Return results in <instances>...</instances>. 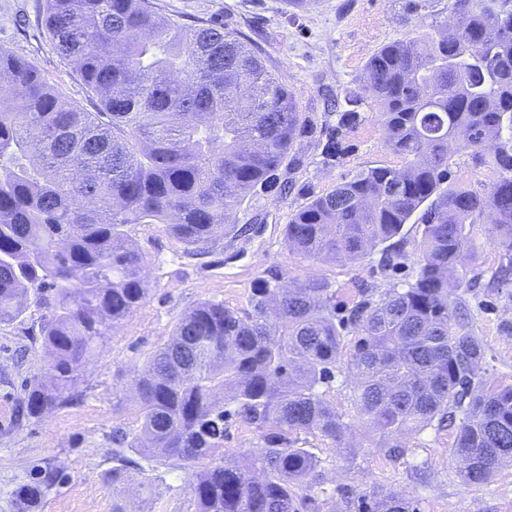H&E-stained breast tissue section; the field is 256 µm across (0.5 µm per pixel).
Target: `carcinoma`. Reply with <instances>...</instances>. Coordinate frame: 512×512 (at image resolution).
<instances>
[{
    "label": "carcinoma",
    "instance_id": "cac0c4a2",
    "mask_svg": "<svg viewBox=\"0 0 512 512\" xmlns=\"http://www.w3.org/2000/svg\"><path fill=\"white\" fill-rule=\"evenodd\" d=\"M448 12L378 48L344 104H327L341 114L323 131L325 163L336 164L371 104L403 165L357 170L285 226L291 251L355 262L413 220L423 225L415 279L343 316L328 281L307 275L283 288L276 271L255 282L248 309L199 303L134 378L141 432L112 433L113 512H127L130 452L155 472L142 493L164 480L160 465L219 457L188 481L195 512H320V462L288 434L347 444L351 425L323 388L348 329L356 408L389 456L403 455L398 438L446 424L466 485L512 462V385L486 387L483 344L449 301L465 285L458 265L475 224H491L500 278L512 274V33L498 25L512 24V0H449ZM43 24L100 108L65 101L0 46V324L32 302L45 309L39 336L51 358L47 379L26 384L21 418L65 403L82 361L146 298L143 255L124 227L163 224L193 255L246 233L247 198L293 187L306 122L261 50L222 22L190 24L153 0H45ZM459 152L498 179L481 191L454 185ZM233 416L261 434L260 450L224 456ZM61 479L35 467L18 508L32 512ZM371 500L367 512H421L404 494Z\"/></svg>",
    "mask_w": 512,
    "mask_h": 512
}]
</instances>
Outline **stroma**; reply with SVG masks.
<instances>
[{
    "label": "stroma",
    "mask_w": 512,
    "mask_h": 512,
    "mask_svg": "<svg viewBox=\"0 0 512 512\" xmlns=\"http://www.w3.org/2000/svg\"><path fill=\"white\" fill-rule=\"evenodd\" d=\"M166 14L187 19L216 18L241 32L265 53L266 65L287 83L303 112L317 128L336 124L325 97L343 98L363 72L371 53L448 14V0H316L296 10L288 0H156ZM45 0H0V45L33 62L65 100L86 111L97 109L74 66L61 58L42 28ZM303 163L293 175L288 197L259 193L242 207L240 223L248 236L224 238L204 255L186 247L162 224H131L126 232L145 260V300L107 336L98 354L81 368L80 380L63 405L22 422L14 410L24 383L46 372L50 358L37 337L42 312L30 307L15 322L0 325V512H16L15 490L30 479L34 466L50 464L62 482L46 494L34 512H112V432L138 434L141 419L131 399V383L149 357L171 336L180 318L197 304L212 300L232 308L247 305L254 281L270 271L294 278L316 275L336 291V309L380 299L413 281L420 255L422 227L404 225L395 243L398 256L384 262L381 249L361 261L333 263L289 251L284 227L309 194H324L366 165L401 167L385 145L376 112L364 108L334 167L322 163L315 137L301 139ZM474 258L466 260L470 287L461 288L471 329L486 350L488 386L512 384V285L499 284L502 264L488 227L476 225ZM348 354L336 364L330 402L351 423L350 444L298 434L296 445L321 461L322 512H359L372 492L402 493L419 501L423 512H512V465L498 468L477 487L464 485L452 454L453 433L426 428L404 437L401 458L389 457L380 435L356 420ZM192 470L172 467L163 476L168 491L146 500L131 491L128 512H195L186 489Z\"/></svg>",
    "instance_id": "obj_1"
}]
</instances>
